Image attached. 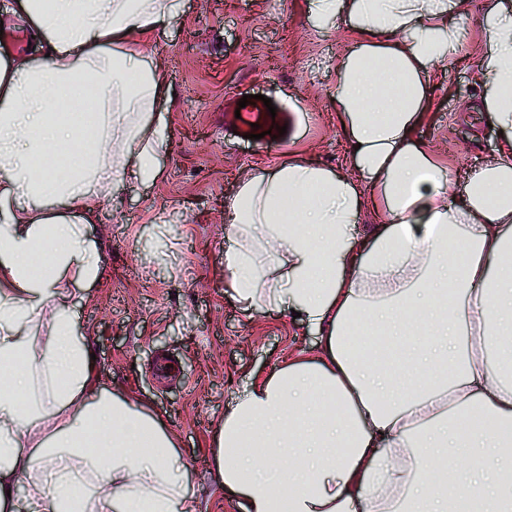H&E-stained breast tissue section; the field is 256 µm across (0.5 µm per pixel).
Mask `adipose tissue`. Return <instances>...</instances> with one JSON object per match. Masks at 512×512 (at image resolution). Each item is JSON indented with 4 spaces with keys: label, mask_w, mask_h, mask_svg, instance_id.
<instances>
[{
    "label": "adipose tissue",
    "mask_w": 512,
    "mask_h": 512,
    "mask_svg": "<svg viewBox=\"0 0 512 512\" xmlns=\"http://www.w3.org/2000/svg\"><path fill=\"white\" fill-rule=\"evenodd\" d=\"M175 9L13 12L44 60L0 64V512H197L173 436L103 386L60 286L97 278L84 226L113 186L160 174L165 74L123 43ZM312 17L357 35L335 94L354 173L253 171L224 210V281L245 308L297 311L322 351L239 393L214 441L224 490L241 512H512V138L459 173L415 136L430 69L463 48L462 0H313ZM476 23L481 109L512 135V0ZM367 210L378 224L355 235ZM481 453L499 461L485 475Z\"/></svg>",
    "instance_id": "obj_1"
}]
</instances>
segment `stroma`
Returning <instances> with one entry per match:
<instances>
[{
	"mask_svg": "<svg viewBox=\"0 0 512 512\" xmlns=\"http://www.w3.org/2000/svg\"><path fill=\"white\" fill-rule=\"evenodd\" d=\"M138 49L165 71L167 116L153 181L113 186L84 230L101 253L96 281L70 308L108 390L148 403L176 439L199 512H238L208 444L241 385L317 350L320 336L269 308L243 309L224 282V203L254 169L295 157L352 173L336 120V67L353 48L347 27L315 22L308 0H177ZM16 0H0V59L38 60ZM481 47L470 27L461 59L430 71L418 140L463 172L498 155L506 137L485 113L465 111ZM261 94L283 135L248 139L224 106Z\"/></svg>",
	"mask_w": 512,
	"mask_h": 512,
	"instance_id": "1",
	"label": "stroma"
}]
</instances>
